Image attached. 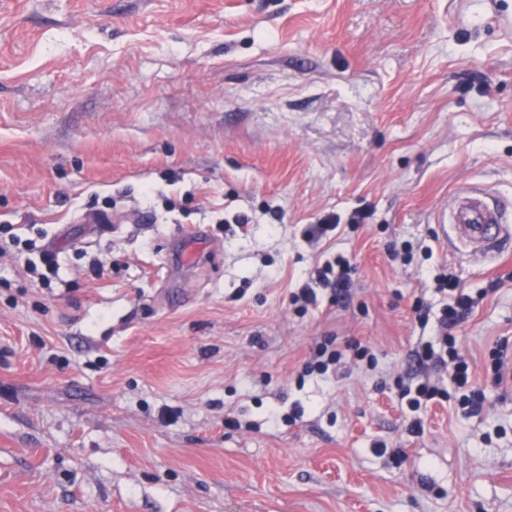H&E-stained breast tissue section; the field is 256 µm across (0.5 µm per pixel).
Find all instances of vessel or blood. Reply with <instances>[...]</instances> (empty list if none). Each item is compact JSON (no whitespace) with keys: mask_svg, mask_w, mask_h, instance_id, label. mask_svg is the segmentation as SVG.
Masks as SVG:
<instances>
[{"mask_svg":"<svg viewBox=\"0 0 512 512\" xmlns=\"http://www.w3.org/2000/svg\"><path fill=\"white\" fill-rule=\"evenodd\" d=\"M439 222L450 225L455 248L467 257L496 259L503 243L512 239V209L476 189L459 191L440 213Z\"/></svg>","mask_w":512,"mask_h":512,"instance_id":"1","label":"vessel or blood"}]
</instances>
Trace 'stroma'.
<instances>
[{
  "instance_id": "obj_1",
  "label": "stroma",
  "mask_w": 512,
  "mask_h": 512,
  "mask_svg": "<svg viewBox=\"0 0 512 512\" xmlns=\"http://www.w3.org/2000/svg\"><path fill=\"white\" fill-rule=\"evenodd\" d=\"M464 186L512 202V0H0V512H512V245H447ZM442 273L484 295L485 407L418 433L392 385ZM350 271L349 261L337 256L333 262L327 261L317 270L316 280L324 288H331L338 298L347 289ZM343 352L337 346L329 349L328 345L318 348L312 359L306 363L304 373L306 375H324L329 371L336 373L342 365Z\"/></svg>"
}]
</instances>
